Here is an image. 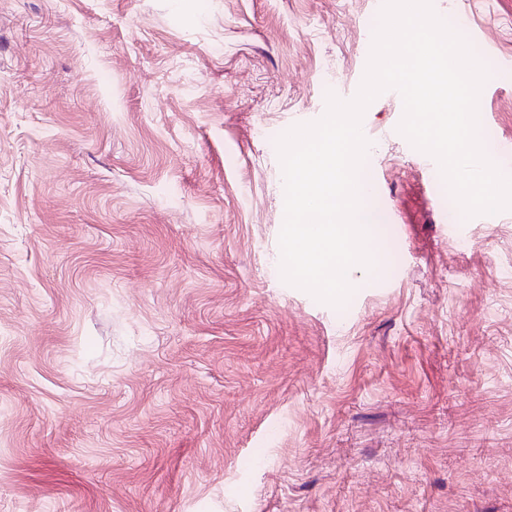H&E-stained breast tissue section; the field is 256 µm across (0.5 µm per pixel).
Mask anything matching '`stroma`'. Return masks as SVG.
I'll list each match as a JSON object with an SVG mask.
<instances>
[{
  "instance_id": "stroma-1",
  "label": "stroma",
  "mask_w": 512,
  "mask_h": 512,
  "mask_svg": "<svg viewBox=\"0 0 512 512\" xmlns=\"http://www.w3.org/2000/svg\"><path fill=\"white\" fill-rule=\"evenodd\" d=\"M491 57L512 0H432ZM374 0H0V512H512V210L451 223L379 95L340 308L281 275L276 147L355 96Z\"/></svg>"
}]
</instances>
